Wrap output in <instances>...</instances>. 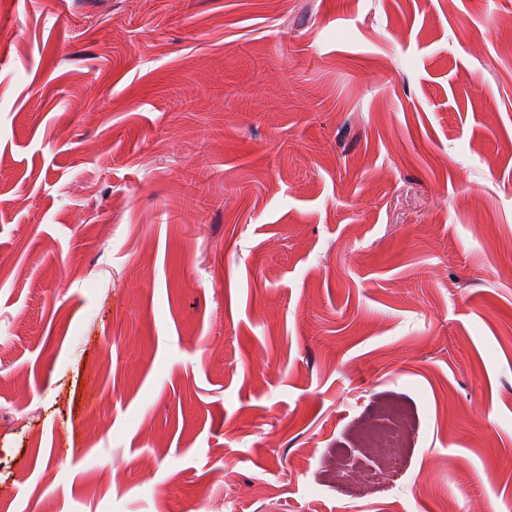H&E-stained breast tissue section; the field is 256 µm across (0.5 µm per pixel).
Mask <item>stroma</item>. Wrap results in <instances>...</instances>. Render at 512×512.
<instances>
[{"mask_svg": "<svg viewBox=\"0 0 512 512\" xmlns=\"http://www.w3.org/2000/svg\"><path fill=\"white\" fill-rule=\"evenodd\" d=\"M512 0H0V512H512ZM417 412L387 496L333 457Z\"/></svg>", "mask_w": 512, "mask_h": 512, "instance_id": "stroma-1", "label": "stroma"}]
</instances>
